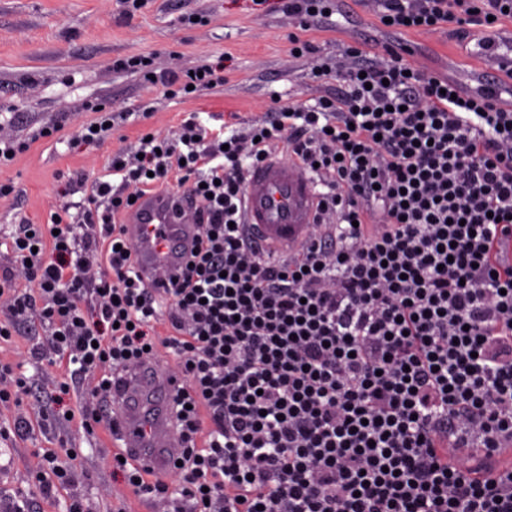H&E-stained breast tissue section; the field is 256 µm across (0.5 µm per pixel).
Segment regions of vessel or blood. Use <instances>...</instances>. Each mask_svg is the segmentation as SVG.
<instances>
[{
	"instance_id": "obj_1",
	"label": "vessel or blood",
	"mask_w": 512,
	"mask_h": 512,
	"mask_svg": "<svg viewBox=\"0 0 512 512\" xmlns=\"http://www.w3.org/2000/svg\"><path fill=\"white\" fill-rule=\"evenodd\" d=\"M317 201L313 176L283 156L271 155L246 175L245 221L258 226L271 255L288 254L308 239ZM126 228L137 244L139 274L167 287L194 242L193 209L168 192L148 193L129 212ZM181 386L167 363L151 360L130 370L115 395L120 412L115 442L143 470L167 471L182 453L172 409Z\"/></svg>"
}]
</instances>
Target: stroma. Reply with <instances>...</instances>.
<instances>
[{
  "instance_id": "obj_1",
  "label": "stroma",
  "mask_w": 512,
  "mask_h": 512,
  "mask_svg": "<svg viewBox=\"0 0 512 512\" xmlns=\"http://www.w3.org/2000/svg\"><path fill=\"white\" fill-rule=\"evenodd\" d=\"M314 41L321 56L348 65L347 47L365 54L391 42L377 18L375 0H341L338 11L320 21L301 20L283 11L280 0L263 10L250 0H0V110L14 112L0 124V137L30 139L28 151L0 167V184L13 194L0 198V232L27 217L41 222L62 204L60 174H79L71 201H81L85 185L101 176L113 154L137 146L147 131L177 137L190 117L214 128L240 127L262 119L279 106L315 105L335 91L332 81L313 78L316 59L298 57L292 37ZM410 61L474 86L486 60L466 50L447 30L411 33ZM152 58L156 70L180 71L223 61L224 84L195 97L165 94L141 74L120 71L115 61ZM95 102L116 112L148 110V118L120 124L101 143L78 142L80 126L90 120L84 104ZM64 120L58 140L37 138L43 125ZM23 412L29 431L0 442V464L12 472L0 488V512H11L16 494L32 490L46 449L75 450L68 490L41 498L40 512H63L69 497L81 498L87 512H161L160 505L138 497L112 474V435L98 426L87 435L77 423L40 414L32 400Z\"/></svg>"
}]
</instances>
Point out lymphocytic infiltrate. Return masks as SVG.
<instances>
[{
	"mask_svg": "<svg viewBox=\"0 0 512 512\" xmlns=\"http://www.w3.org/2000/svg\"><path fill=\"white\" fill-rule=\"evenodd\" d=\"M392 32L454 26L498 67L512 0H379ZM318 75L316 105L282 107L227 138L195 120L113 153L83 201L9 236L25 286L0 273V341L50 344L72 364L53 385L0 363V404L30 396L86 433L117 429L112 387L164 348L184 386L173 411L186 444L177 488L113 460L137 496L171 512H512V266L495 234L512 219V107L391 53L356 52ZM168 94L224 82L223 63L157 73ZM274 151L320 186L317 222L273 257L244 222L247 164ZM120 184H113L112 176ZM174 188L198 214L195 249L171 288L136 271L123 227L132 198ZM93 380L92 399L70 400ZM452 448H480L461 467ZM71 459L42 456L37 498L67 486Z\"/></svg>",
	"mask_w": 512,
	"mask_h": 512,
	"instance_id": "1",
	"label": "lymphocytic infiltrate"
}]
</instances>
